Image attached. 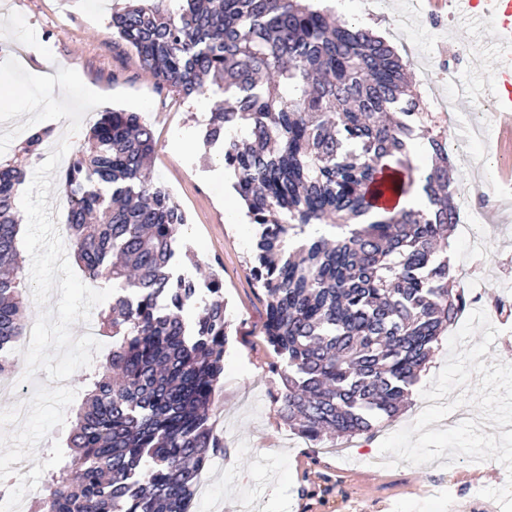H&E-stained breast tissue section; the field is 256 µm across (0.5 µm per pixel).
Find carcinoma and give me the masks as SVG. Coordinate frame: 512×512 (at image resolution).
Listing matches in <instances>:
<instances>
[{"instance_id":"obj_1","label":"carcinoma","mask_w":512,"mask_h":512,"mask_svg":"<svg viewBox=\"0 0 512 512\" xmlns=\"http://www.w3.org/2000/svg\"><path fill=\"white\" fill-rule=\"evenodd\" d=\"M111 24L157 90L190 98L209 77L233 100L216 106L203 139L222 145L260 228L252 272L285 362L281 420L320 443L395 418L465 307L444 249L458 212L448 134L428 123L407 63L319 0H128ZM46 135L0 163V368L27 319L16 191ZM155 147L140 113L106 109L66 173L77 264L137 296L112 297V349L88 378L40 512H188L220 451L209 415L230 321L216 282L197 319L184 318L201 288L176 269L186 217L150 178ZM417 188L420 208L378 203Z\"/></svg>"}]
</instances>
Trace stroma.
Here are the masks:
<instances>
[{"instance_id": "obj_1", "label": "stroma", "mask_w": 512, "mask_h": 512, "mask_svg": "<svg viewBox=\"0 0 512 512\" xmlns=\"http://www.w3.org/2000/svg\"><path fill=\"white\" fill-rule=\"evenodd\" d=\"M336 13L369 24L408 64L416 88L437 126L449 138L468 130L478 102L461 97L459 84L492 86L500 59L492 27L458 16L454 25L430 17L423 5L409 0H325ZM123 0H0V44H20L19 63L30 73L68 68L90 89L112 94L143 92L153 100L145 118L156 141L150 175L165 185L184 210L188 222L180 241L194 262L180 270L205 284L219 280L231 322V341L224 355V376L218 382L210 424L222 451L219 470L207 499L195 500L194 512H500L498 504L480 497L479 489L503 486L505 467L494 460L473 465L459 458L450 467L400 461L382 466L379 445L386 436L411 425L421 414V390L443 367L448 340L440 338L432 358L398 416L371 435L342 440L336 447L313 444L295 434L277 414L280 364L265 336L266 303L250 267L258 227L232 187L220 148L204 149L200 134L216 94L188 99L157 91L136 51L112 31L113 8ZM100 116L92 109L80 131L67 136V120H48L49 132L37 156L26 165L34 173L62 138L78 147ZM483 139L473 141L482 164L451 155L455 189L473 180L484 182L498 205L472 221L495 226L484 250L476 256L474 288L485 299L512 296V194L502 191L496 169L499 150L493 113L484 116ZM86 369L70 378L76 397L62 426L39 443L34 458L45 461L51 446L65 442L76 421L87 386Z\"/></svg>"}]
</instances>
